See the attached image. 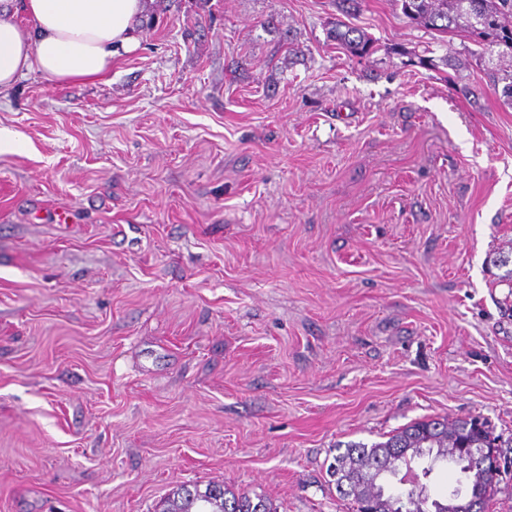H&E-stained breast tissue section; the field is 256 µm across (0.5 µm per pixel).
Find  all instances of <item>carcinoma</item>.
Returning a JSON list of instances; mask_svg holds the SVG:
<instances>
[{
    "instance_id": "carcinoma-1",
    "label": "carcinoma",
    "mask_w": 512,
    "mask_h": 512,
    "mask_svg": "<svg viewBox=\"0 0 512 512\" xmlns=\"http://www.w3.org/2000/svg\"><path fill=\"white\" fill-rule=\"evenodd\" d=\"M402 14L417 26L446 34L461 29L481 46L469 51L488 80L502 86V96L512 103V66L501 64L512 59V0H394ZM330 40L351 55L364 58L373 53L372 40L362 31L340 19L330 22ZM507 446L488 422L470 419L426 417L414 420L388 435L386 440L367 445L354 442L334 456L327 472L339 494L351 499L356 512H448V502L431 500L425 487L414 481L395 493H386L381 476L398 475L399 467H412L426 458L422 474L428 475L436 463L450 461L460 466L463 487L450 499L458 502L455 512H472L471 499L482 497L483 508L497 491L491 467L482 459L469 457V449L486 448L502 455ZM163 512H276L263 496H250L218 484L176 485L170 491Z\"/></svg>"
}]
</instances>
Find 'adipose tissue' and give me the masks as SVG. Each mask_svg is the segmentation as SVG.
<instances>
[{
	"mask_svg": "<svg viewBox=\"0 0 512 512\" xmlns=\"http://www.w3.org/2000/svg\"><path fill=\"white\" fill-rule=\"evenodd\" d=\"M147 0H0V93L36 71L50 83L105 78L140 43Z\"/></svg>",
	"mask_w": 512,
	"mask_h": 512,
	"instance_id": "1",
	"label": "adipose tissue"
}]
</instances>
